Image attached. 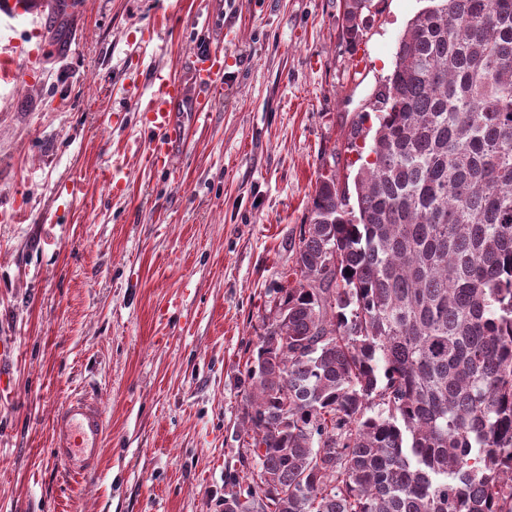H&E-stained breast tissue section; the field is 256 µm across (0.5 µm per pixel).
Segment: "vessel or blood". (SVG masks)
Returning a JSON list of instances; mask_svg holds the SVG:
<instances>
[{"label":"vessel or blood","mask_w":512,"mask_h":512,"mask_svg":"<svg viewBox=\"0 0 512 512\" xmlns=\"http://www.w3.org/2000/svg\"><path fill=\"white\" fill-rule=\"evenodd\" d=\"M71 0H0V61L19 63L29 72L34 58L15 38L14 23L26 17L38 22L45 11L71 8ZM224 83V49L203 46L194 50L186 75L156 70L149 77L143 106L147 129L148 166L159 172L173 171L175 150L187 138V131L176 116L186 96L195 98V118H206L213 95ZM56 429L51 455L63 462L70 479L95 475L100 466L104 412L100 400L84 395L70 397L55 415Z\"/></svg>","instance_id":"vessel-or-blood-1"}]
</instances>
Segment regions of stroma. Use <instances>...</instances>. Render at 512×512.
Listing matches in <instances>:
<instances>
[{"mask_svg": "<svg viewBox=\"0 0 512 512\" xmlns=\"http://www.w3.org/2000/svg\"><path fill=\"white\" fill-rule=\"evenodd\" d=\"M425 5L374 0L354 48L344 0H81L43 34L18 22L40 61L27 83L0 81V338L14 347L0 512H224L245 363L290 241L318 178L356 174L351 125ZM217 42L229 61L212 110L179 105L190 136L175 172H156L133 85ZM109 164L121 194L98 177ZM83 393L106 433L101 471L76 484L50 448L55 411Z\"/></svg>", "mask_w": 512, "mask_h": 512, "instance_id": "obj_1", "label": "stroma"}]
</instances>
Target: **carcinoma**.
<instances>
[{
  "mask_svg": "<svg viewBox=\"0 0 512 512\" xmlns=\"http://www.w3.org/2000/svg\"><path fill=\"white\" fill-rule=\"evenodd\" d=\"M373 112L246 361L224 512H512V0H429Z\"/></svg>",
  "mask_w": 512,
  "mask_h": 512,
  "instance_id": "carcinoma-1",
  "label": "carcinoma"
}]
</instances>
